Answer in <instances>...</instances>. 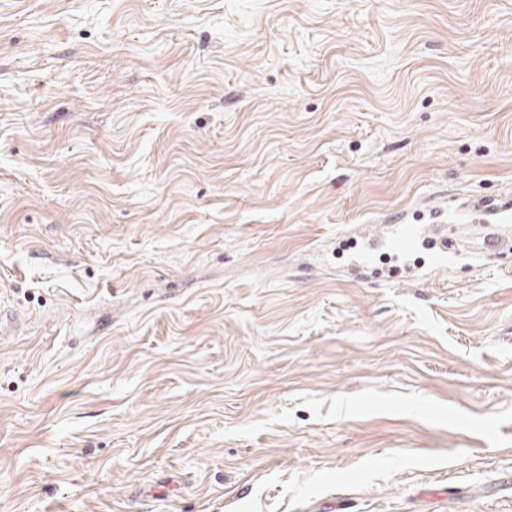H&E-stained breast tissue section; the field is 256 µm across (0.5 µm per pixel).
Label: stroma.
Returning <instances> with one entry per match:
<instances>
[{
	"instance_id": "35a3bbf8",
	"label": "stroma",
	"mask_w": 512,
	"mask_h": 512,
	"mask_svg": "<svg viewBox=\"0 0 512 512\" xmlns=\"http://www.w3.org/2000/svg\"><path fill=\"white\" fill-rule=\"evenodd\" d=\"M512 0H0V512H512ZM462 206H471L481 214L483 224H502L509 222L512 213V191L501 190L496 194L476 200L468 199ZM454 222V219L448 216V225L421 226L395 218L389 224L390 230L387 236L369 239L366 249L353 262L352 270L358 275L367 269L372 262L373 253L381 247H386L397 254H405L420 238L435 236L439 238L440 251L430 271L420 278V281L428 280L436 270L447 267L451 262L450 254L454 253V240L448 236V227Z\"/></svg>"
}]
</instances>
